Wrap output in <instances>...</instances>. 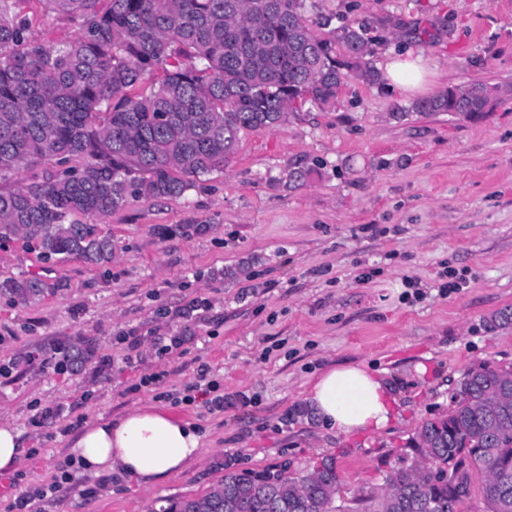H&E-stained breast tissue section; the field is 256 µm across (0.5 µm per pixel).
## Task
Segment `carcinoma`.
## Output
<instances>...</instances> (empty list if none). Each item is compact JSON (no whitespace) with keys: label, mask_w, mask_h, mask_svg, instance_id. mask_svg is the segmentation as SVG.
I'll list each match as a JSON object with an SVG mask.
<instances>
[{"label":"carcinoma","mask_w":512,"mask_h":512,"mask_svg":"<svg viewBox=\"0 0 512 512\" xmlns=\"http://www.w3.org/2000/svg\"><path fill=\"white\" fill-rule=\"evenodd\" d=\"M21 2L0 0V184L14 183L0 190V242L34 241L48 258L111 260L112 240L76 216L180 197L190 178L224 169L243 132L274 128L308 102L335 106L351 74L380 80L367 27L327 19L317 35L307 0H110L102 13L96 0H46L81 20L65 42L30 39ZM157 69L161 82L129 95ZM495 90L450 86L412 110L473 116ZM37 164L51 171L21 181ZM47 290L37 276L0 282V294L24 303ZM408 448L385 486L352 507L336 504L341 479L327 457L296 476L286 466L230 470L164 512H458L476 471L486 512H512V367L471 371Z\"/></svg>","instance_id":"1"}]
</instances>
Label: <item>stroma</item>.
<instances>
[{
	"label": "stroma",
	"mask_w": 512,
	"mask_h": 512,
	"mask_svg": "<svg viewBox=\"0 0 512 512\" xmlns=\"http://www.w3.org/2000/svg\"><path fill=\"white\" fill-rule=\"evenodd\" d=\"M22 12L34 39L78 33L45 0ZM308 18L367 23L378 70L402 51L421 56L427 94L487 83L500 97L477 117L421 114L416 94L351 77L334 108L308 104L243 134L224 170L183 196L99 219L111 262L1 243L0 281L36 275L49 289L30 304L0 296V422L30 449L0 473V512L23 494L26 512H163L210 492L225 464L298 473L330 455L347 505L384 486L471 369L512 365V325H491L512 310V0H314ZM307 167L306 182L289 181ZM450 270L461 288L448 287ZM76 345L88 351L79 368ZM349 365L391 384L400 416L387 428L346 436L316 419L313 382ZM210 381L228 407L187 401L189 386ZM141 404L202 428L181 472L147 488L78 475L39 498L86 422ZM47 406L60 419L34 426Z\"/></svg>",
	"instance_id": "35a3bbf8"
}]
</instances>
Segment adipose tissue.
Instances as JSON below:
<instances>
[{"label": "adipose tissue", "mask_w": 512, "mask_h": 512, "mask_svg": "<svg viewBox=\"0 0 512 512\" xmlns=\"http://www.w3.org/2000/svg\"><path fill=\"white\" fill-rule=\"evenodd\" d=\"M308 401L324 427L340 434L379 431L392 419L391 391L365 368L330 369L312 385ZM201 446L198 428L151 405L85 424L71 444L83 471L119 473L151 485L180 472Z\"/></svg>", "instance_id": "obj_1"}]
</instances>
